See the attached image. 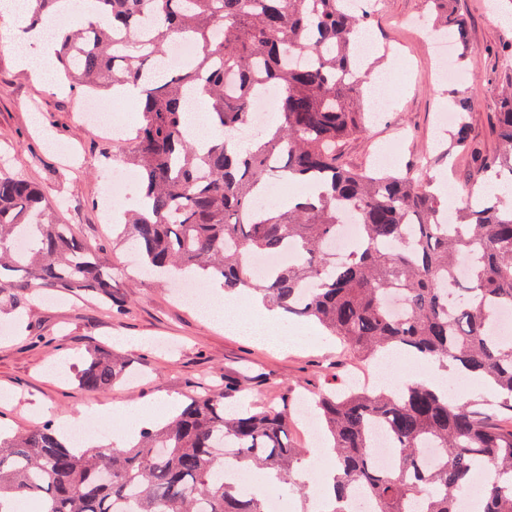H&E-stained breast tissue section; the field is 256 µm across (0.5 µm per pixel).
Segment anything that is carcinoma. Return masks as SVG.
Here are the masks:
<instances>
[{"instance_id": "obj_1", "label": "carcinoma", "mask_w": 512, "mask_h": 512, "mask_svg": "<svg viewBox=\"0 0 512 512\" xmlns=\"http://www.w3.org/2000/svg\"><path fill=\"white\" fill-rule=\"evenodd\" d=\"M68 0H24L34 22L56 17ZM439 28L470 50L465 23L450 0H428ZM97 20L60 24L57 76L96 94L126 85L145 97L123 161L140 175L139 200L112 225L115 246L139 255L142 268L164 283L173 278L220 279L249 288L271 307L319 323L361 359L394 350L441 365L458 364L493 383L498 407L512 413V339L492 332L495 311L512 308V203L483 195L448 226L432 191L429 158L406 173L347 168L340 148L365 131L372 114L360 94L365 72L358 45L368 20L341 0H88ZM188 37L196 53L156 75L164 46ZM191 90L211 103L221 131H239L252 97L278 93L279 118L245 150L220 139L200 143L187 132ZM472 97L449 103L457 120L451 146L469 148ZM498 147L480 160L476 183L512 182V91L496 112ZM304 192L286 206H264L269 181ZM356 216L361 237L342 260L330 247L344 213ZM28 246L19 251L17 240ZM294 261L254 280L247 258ZM476 254L465 275L461 257ZM112 266L95 246L63 224L36 186L0 168V310L18 311L39 290L112 300ZM403 310L385 304L391 291ZM123 360L93 348L79 384L108 390L125 372ZM241 390L206 389L162 426L143 431L128 448L95 444L75 453L47 422L14 435L0 433V512L24 500L35 512H265V499L224 481V458L247 470L275 472L279 486L294 478L302 450L290 440L288 397L258 410L228 412ZM324 439L340 470L338 506L347 512L363 488L372 512H457L471 472L493 464L480 512H512V427L475 401L453 404L448 391L404 382L398 389L356 386L316 401ZM393 441L391 464L370 457L372 430ZM441 451L427 468L420 450Z\"/></svg>"}]
</instances>
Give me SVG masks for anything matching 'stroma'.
Wrapping results in <instances>:
<instances>
[{"label": "stroma", "mask_w": 512, "mask_h": 512, "mask_svg": "<svg viewBox=\"0 0 512 512\" xmlns=\"http://www.w3.org/2000/svg\"><path fill=\"white\" fill-rule=\"evenodd\" d=\"M494 0H454L473 50L463 63V89L472 91L469 113L472 152L452 151L437 126L456 87L437 75L433 60L406 20L428 13L426 0H377L368 34L373 45L396 48L395 57L373 55L369 64L381 84L376 100L386 110L372 118L364 134L348 139L342 152L346 166L364 169L380 152L389 166L403 171L419 154L435 159L445 180L449 206H460L474 185L480 155L496 148L493 125L503 89L512 84V61L495 55L512 43V18L492 8ZM18 51L0 47V162L34 183L63 223L72 225L114 261L118 286L112 304L95 298L41 292L31 300L23 320L0 314L10 326L0 334V428L30 429L45 421L82 417L88 410L108 412L119 403L150 404L174 398L187 403L205 386L225 377L241 380L244 391L231 408L262 405L287 395L291 406L333 389H343L358 360L344 346L322 336L318 326L289 317L284 321L288 348L278 351L253 343L231 328L204 316L209 298L179 300L172 289L142 276L129 281L132 259L113 258L112 227L103 220L100 198L114 174L117 150L87 123L79 110L80 90L59 87L55 75L35 79L18 62ZM403 147L393 151L395 137ZM450 150V149H449ZM105 344L120 353L141 380L118 382L105 393L90 394L75 374L87 349Z\"/></svg>", "instance_id": "obj_1"}]
</instances>
